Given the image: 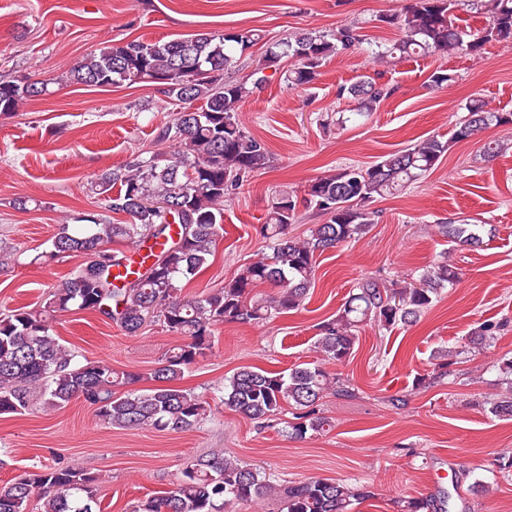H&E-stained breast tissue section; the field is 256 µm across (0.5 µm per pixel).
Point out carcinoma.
<instances>
[{
    "label": "carcinoma",
    "mask_w": 512,
    "mask_h": 512,
    "mask_svg": "<svg viewBox=\"0 0 512 512\" xmlns=\"http://www.w3.org/2000/svg\"><path fill=\"white\" fill-rule=\"evenodd\" d=\"M481 14L484 26L464 30L458 13ZM378 22L399 32L392 44L378 50L381 59L465 54L479 57L491 42L512 43V0H409ZM360 27L341 24L330 31L305 30L278 41L266 40L260 29L193 34L167 41H106L72 69L73 80L87 86L149 82L180 110L163 126L158 139L169 141L173 155L155 152L122 167L102 171L94 182L105 209L123 213L124 223L89 215L85 223L62 225L51 240L49 256L81 257L83 262L52 288L41 309L25 307L0 313V414H24L33 406L61 408L74 398L96 406L104 424L119 429L182 432L210 412V404L179 385L185 370L214 347V327L224 322L255 323L299 308L315 281L317 257L366 235L375 223L369 204L377 197H396L435 169L453 142L477 137L492 125H512L511 112L487 108L481 97L466 104V118L448 140L428 137L380 157L369 166H347L318 176L307 186L305 203L328 215L302 236L291 234L297 200L288 193L271 202L260 234L272 253L239 269L224 286L198 297L182 295L180 281L191 280L213 255L223 230L224 200L248 178L270 166L266 143L241 122L238 109L249 95L281 75L293 86L314 83L338 53L363 44ZM266 46L250 79L226 74L258 44ZM291 62L290 68L284 63ZM47 84L0 80V117H10L28 97L45 94ZM359 111L371 112L389 90L370 80L347 88ZM202 102L199 107L196 102ZM117 192H112V189ZM438 233L448 242L479 248L489 235L484 224L445 222ZM129 242L144 250L138 267L125 276L127 256L111 248ZM459 280L458 268L443 258L426 266L415 283L383 285L373 278L358 283L336 317L319 327L316 349L325 361L351 356L356 328L373 323L380 329L409 326L430 308L441 292ZM272 284L268 297L254 289ZM92 311L115 323L129 336L147 318L161 323L184 341L168 349L148 374L117 371L100 361H82L52 333L57 313ZM499 325L484 321L471 330L464 346L434 352L432 377L445 378L458 357L482 350L495 339ZM493 368L504 390L484 404L497 417L512 419V358ZM146 382L136 390L132 385ZM349 389L320 365L289 371L242 367L224 384V408L264 423L283 405L293 408L288 436L331 429L321 412L330 390ZM99 477L73 466L45 468L0 487V512H30L34 490H40L37 512H98ZM278 498L281 512H353L371 498L368 486L315 479L289 486L273 483L266 473L222 453L190 458L181 478L163 495L137 502L132 512H227L238 503ZM420 498L396 502L397 512H427Z\"/></svg>",
    "instance_id": "1"
}]
</instances>
